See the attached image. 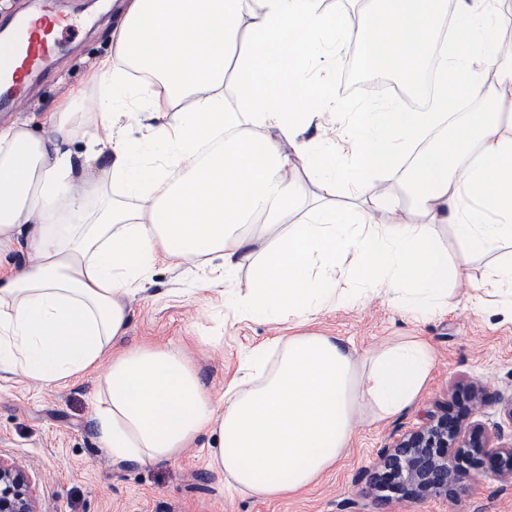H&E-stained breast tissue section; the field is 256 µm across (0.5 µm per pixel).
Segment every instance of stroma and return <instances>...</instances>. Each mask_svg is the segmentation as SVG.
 Here are the masks:
<instances>
[{
    "label": "stroma",
    "mask_w": 512,
    "mask_h": 512,
    "mask_svg": "<svg viewBox=\"0 0 512 512\" xmlns=\"http://www.w3.org/2000/svg\"><path fill=\"white\" fill-rule=\"evenodd\" d=\"M121 0H55L74 19L60 33L46 70L14 104L0 107V123L29 122L40 129L68 91L84 87L98 59L111 48L110 35ZM493 257L474 255L467 270L448 280L447 313L411 319L382 293L371 291L356 305L329 306L311 318L307 330L351 341L359 352L416 336L435 351L431 379L407 412L374 420L364 410L350 447L306 491L258 502L229 494L224 476L210 467V437L202 436L175 460L112 464L100 450L94 409L109 363L52 386L0 373V453L27 465L44 512H512V488L489 477L471 481L460 500L427 498L403 505H379L365 493V474L395 436L421 424L446 403L455 383L486 386L489 402L477 417L501 422V407L512 400V317L490 307L474 311L467 296L482 283ZM210 275L202 261L158 263L145 292L130 301L128 333L121 348L169 345L184 349L213 398L236 375L240 358L272 336L294 334L293 323L240 318L225 309L223 296L193 295Z\"/></svg>",
    "instance_id": "stroma-1"
}]
</instances>
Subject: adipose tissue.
I'll use <instances>...</instances> for the list:
<instances>
[{"mask_svg": "<svg viewBox=\"0 0 512 512\" xmlns=\"http://www.w3.org/2000/svg\"><path fill=\"white\" fill-rule=\"evenodd\" d=\"M511 27L501 0H366L355 22L321 0H126L93 94L50 115L44 134L25 122L0 126V249L30 254L0 272V372L50 386L111 356L94 420L112 460L171 461L209 434V463L231 491L272 501L312 485L349 448L365 406L387 419L416 403L432 347L410 339L362 354L336 336H275L242 359L216 400L181 349L113 354L129 301L157 262L203 257L217 264L205 291L249 267L250 292L227 304L236 315L302 323L326 305L357 304L378 284L411 313L440 311V229L453 231L461 267L512 244V55L497 41ZM235 43L229 107L224 72ZM349 45L362 69L396 72L409 85L433 71L432 111L352 103L318 79ZM490 73L494 112L470 113L403 165L410 143L488 93ZM182 101L192 111H174ZM130 112L156 119L147 140L99 139V128ZM340 114L335 140L307 138ZM284 139L295 160L282 154ZM75 140L84 145L78 162L67 148ZM399 167L420 222L373 223V209L396 207L387 195L337 206L340 189ZM308 181L314 205L285 223ZM491 289L512 312V259L493 263L487 286L474 288L475 310Z\"/></svg>", "mask_w": 512, "mask_h": 512, "instance_id": "adipose-tissue-1", "label": "adipose tissue"}]
</instances>
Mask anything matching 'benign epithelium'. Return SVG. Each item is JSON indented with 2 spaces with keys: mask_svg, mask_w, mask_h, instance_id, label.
<instances>
[{
  "mask_svg": "<svg viewBox=\"0 0 512 512\" xmlns=\"http://www.w3.org/2000/svg\"><path fill=\"white\" fill-rule=\"evenodd\" d=\"M486 398L484 385L457 383L450 402L380 452L367 492L379 502L401 505L431 497L457 500L464 481L476 475L512 486V432L475 418ZM388 491L396 497L386 495ZM0 512H42L28 469L1 454Z\"/></svg>",
  "mask_w": 512,
  "mask_h": 512,
  "instance_id": "1",
  "label": "benign epithelium"
}]
</instances>
